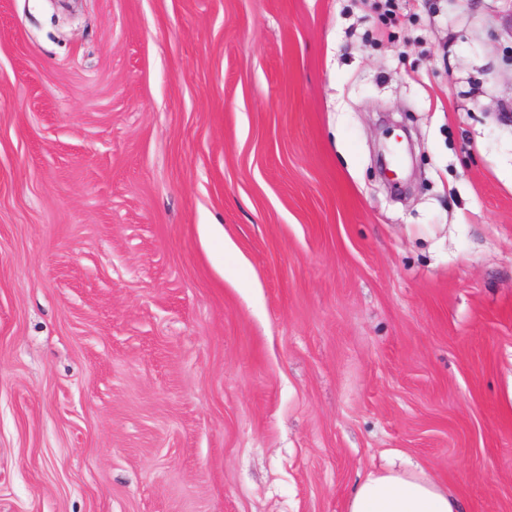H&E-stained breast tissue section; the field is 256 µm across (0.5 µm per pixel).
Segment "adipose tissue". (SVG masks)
<instances>
[{
  "label": "adipose tissue",
  "instance_id": "adipose-tissue-1",
  "mask_svg": "<svg viewBox=\"0 0 512 512\" xmlns=\"http://www.w3.org/2000/svg\"><path fill=\"white\" fill-rule=\"evenodd\" d=\"M459 500L425 472L395 466L369 472L354 488L346 512H460Z\"/></svg>",
  "mask_w": 512,
  "mask_h": 512
}]
</instances>
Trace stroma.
Segmentation results:
<instances>
[{"instance_id": "obj_1", "label": "stroma", "mask_w": 512, "mask_h": 512, "mask_svg": "<svg viewBox=\"0 0 512 512\" xmlns=\"http://www.w3.org/2000/svg\"><path fill=\"white\" fill-rule=\"evenodd\" d=\"M512 512V0H0V512ZM459 500L423 471L395 467L369 472L345 512H460Z\"/></svg>"}]
</instances>
